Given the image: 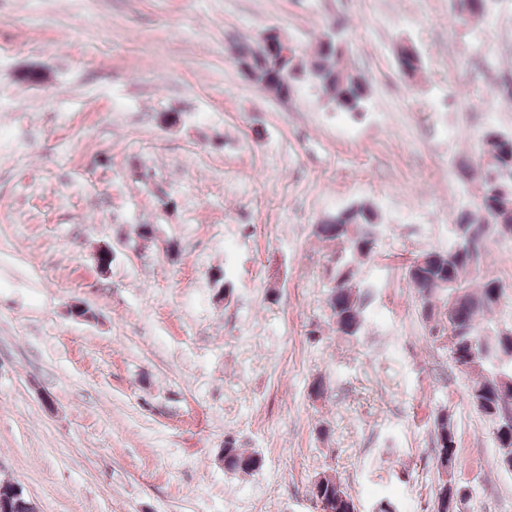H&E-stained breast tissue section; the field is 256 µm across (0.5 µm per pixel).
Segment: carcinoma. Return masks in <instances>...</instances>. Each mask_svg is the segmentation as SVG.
<instances>
[{"mask_svg": "<svg viewBox=\"0 0 512 512\" xmlns=\"http://www.w3.org/2000/svg\"><path fill=\"white\" fill-rule=\"evenodd\" d=\"M488 0H456L455 21L464 24L483 16ZM346 44L336 38V44L318 42L317 50L308 60L288 65L301 70L305 80L319 89L336 110L360 112L365 108L368 89L362 79L344 65ZM239 56L255 59L258 76L256 84L278 94L282 82L274 81L279 73L277 58L262 54L261 43H238ZM401 74L411 79L419 68L418 57L406 54L398 61ZM487 162L481 167L479 191L476 199L458 213L454 237L476 241L473 250L451 245L448 250H430L424 264L410 262L405 276L415 289L420 316L434 322L429 336L432 341L445 340L453 362L464 366L470 382L469 399L474 409L491 428L499 456L512 453V419H503L501 410H512V335L502 336L493 325V316L504 299L503 283L497 278L475 282L473 265L481 264L486 255L487 242L492 238L512 239V178L498 179L502 170L512 172V135L494 131L483 137ZM380 227L377 210L370 204H361L347 218L333 215V221L315 226V235L324 242L342 245L329 270L331 288L327 307L336 332L346 337L364 335L366 319L362 309V282L356 279L359 266L374 255ZM439 437L434 449L449 479L441 483L437 512H448V501L459 492L451 479L461 466L458 446L451 419L445 412L434 417ZM263 467V460L255 453L238 447L233 438L224 440V469L232 473L254 474ZM324 493H330L340 504L354 502L341 482L329 475L319 479Z\"/></svg>", "mask_w": 512, "mask_h": 512, "instance_id": "cac0c4a2", "label": "carcinoma"}]
</instances>
